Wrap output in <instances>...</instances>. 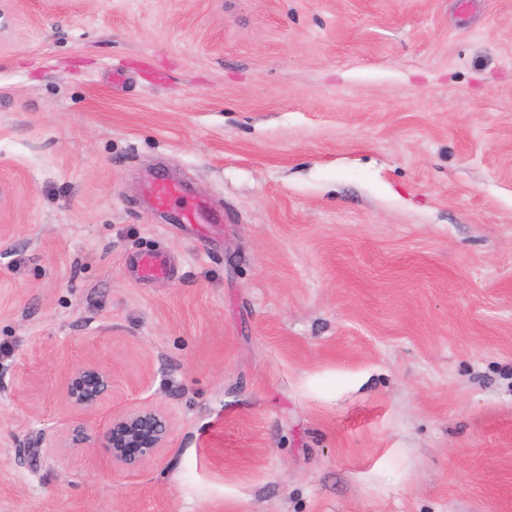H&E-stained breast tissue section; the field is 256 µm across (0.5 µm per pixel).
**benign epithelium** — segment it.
Returning <instances> with one entry per match:
<instances>
[{
    "label": "benign epithelium",
    "mask_w": 512,
    "mask_h": 512,
    "mask_svg": "<svg viewBox=\"0 0 512 512\" xmlns=\"http://www.w3.org/2000/svg\"><path fill=\"white\" fill-rule=\"evenodd\" d=\"M60 387L66 410L78 417L99 415L112 396V371L96 362H87L65 372ZM172 425L159 408L128 405L111 410L104 418L99 447L112 464L131 470L155 458L168 447Z\"/></svg>",
    "instance_id": "1"
}]
</instances>
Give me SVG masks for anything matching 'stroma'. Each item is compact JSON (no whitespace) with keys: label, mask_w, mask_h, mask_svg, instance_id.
<instances>
[{"label":"stroma","mask_w":512,"mask_h":512,"mask_svg":"<svg viewBox=\"0 0 512 512\" xmlns=\"http://www.w3.org/2000/svg\"><path fill=\"white\" fill-rule=\"evenodd\" d=\"M1 224L0 512H512V0H0ZM185 196V188L176 182H161L154 184L148 199L154 206L166 205L171 199ZM181 219L187 224H211L212 222H220L222 215L217 211L210 212L209 205L204 201H200L194 207L186 208L182 213ZM137 267L143 275L150 277H164L169 273V266L165 258L155 253L141 255ZM64 406L72 415L98 416L112 396V372L96 362H87L65 372L60 379ZM172 431L161 409L148 404L123 406L105 416L98 448H105L112 466L131 470L168 448Z\"/></svg>","instance_id":"stroma-1"}]
</instances>
